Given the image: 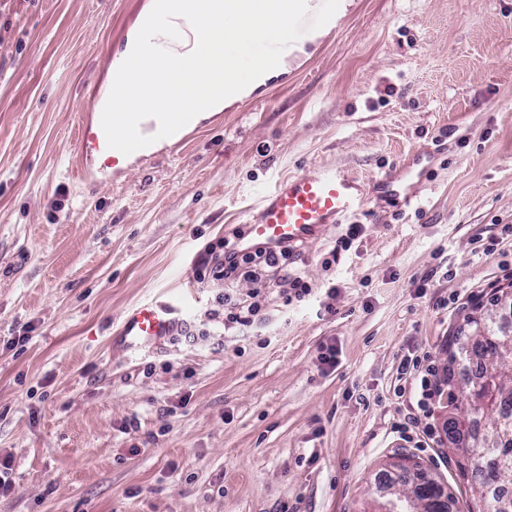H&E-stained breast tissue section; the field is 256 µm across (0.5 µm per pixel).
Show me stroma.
Instances as JSON below:
<instances>
[{
	"label": "stroma",
	"instance_id": "1",
	"mask_svg": "<svg viewBox=\"0 0 512 512\" xmlns=\"http://www.w3.org/2000/svg\"><path fill=\"white\" fill-rule=\"evenodd\" d=\"M146 3L0 0V512H378L399 454L471 500L448 396L420 407L401 366L428 357L445 383L451 336L512 290V0H351L263 93L79 181L74 126ZM414 149L438 157L413 207L370 201L303 245L309 298L207 321L204 247L275 180L372 181ZM154 299L202 335L125 351Z\"/></svg>",
	"mask_w": 512,
	"mask_h": 512
}]
</instances>
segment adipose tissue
<instances>
[{"instance_id":"1","label":"adipose tissue","mask_w":512,"mask_h":512,"mask_svg":"<svg viewBox=\"0 0 512 512\" xmlns=\"http://www.w3.org/2000/svg\"><path fill=\"white\" fill-rule=\"evenodd\" d=\"M347 0H149L112 61L114 86L103 106L112 133L151 120L153 129L117 167L155 153L225 107L283 75L305 54L295 24L313 16L321 32L336 27ZM213 25L200 32L201 14Z\"/></svg>"}]
</instances>
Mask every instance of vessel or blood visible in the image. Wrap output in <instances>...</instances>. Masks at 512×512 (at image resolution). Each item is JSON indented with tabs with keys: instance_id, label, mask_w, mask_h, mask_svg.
I'll use <instances>...</instances> for the list:
<instances>
[{
	"instance_id": "obj_1",
	"label": "vessel or blood",
	"mask_w": 512,
	"mask_h": 512,
	"mask_svg": "<svg viewBox=\"0 0 512 512\" xmlns=\"http://www.w3.org/2000/svg\"><path fill=\"white\" fill-rule=\"evenodd\" d=\"M149 129L144 123L116 138L111 113H97L92 122L80 121L76 131L77 175L88 178L97 162L111 157L113 144H133ZM433 162V155H414L398 171L374 182L361 181L330 165L281 177L250 215L239 247L246 252L263 248L274 253L285 246L313 242L327 227L342 223L372 199L400 210L412 206L427 184ZM181 314L180 305L171 301L136 305L122 324L125 350L136 351L172 335Z\"/></svg>"
}]
</instances>
